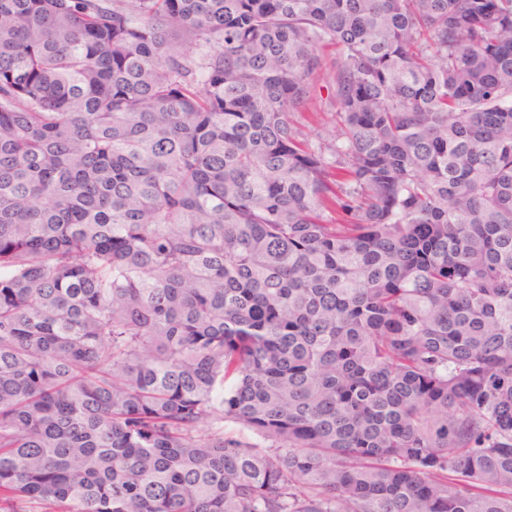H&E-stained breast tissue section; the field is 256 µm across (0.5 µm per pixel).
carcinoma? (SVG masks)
<instances>
[{
	"label": "carcinoma",
	"mask_w": 512,
	"mask_h": 512,
	"mask_svg": "<svg viewBox=\"0 0 512 512\" xmlns=\"http://www.w3.org/2000/svg\"><path fill=\"white\" fill-rule=\"evenodd\" d=\"M0 512H512V0H0ZM325 83H320L308 102L306 112L295 113L294 119L303 125V130L309 135V139H314V134L323 126L330 125V112L324 111V100L327 97Z\"/></svg>",
	"instance_id": "carcinoma-1"
}]
</instances>
